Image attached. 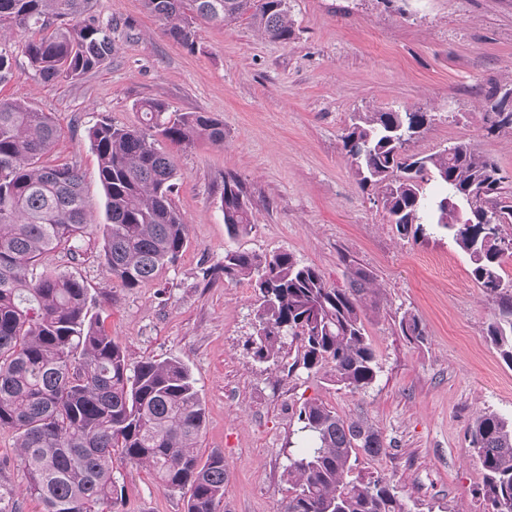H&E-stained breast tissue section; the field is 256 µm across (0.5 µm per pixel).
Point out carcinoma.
Returning <instances> with one entry per match:
<instances>
[{
    "label": "carcinoma",
    "instance_id": "obj_1",
    "mask_svg": "<svg viewBox=\"0 0 512 512\" xmlns=\"http://www.w3.org/2000/svg\"><path fill=\"white\" fill-rule=\"evenodd\" d=\"M94 0H0V30H38L26 43L35 73L46 83L75 82L112 57L110 28L92 14ZM164 33L190 53L194 24H222L243 15L274 41L293 35L287 0H145ZM12 52L0 46V82L11 76ZM138 126L101 118L88 129L104 190L107 224L102 259L121 287L139 288L175 264L184 251L187 224L171 195L179 177L164 145L198 140L224 144V124L212 112H176L148 99L136 104ZM433 121L428 112L386 109L360 112L341 135L358 186L372 189L401 236L424 234L432 224L468 256L470 276L501 304L487 338L512 367V277L502 275L503 248L512 244V180L469 143L432 154L407 147ZM493 135L512 130V112L493 122ZM60 134L52 113L17 100H0V427L16 433L25 490L41 512H107L122 499L112 467L120 458L149 470L183 495L185 512H221L224 456H204L197 442L205 408L190 370L176 358L133 363L109 334L84 282L62 272L37 271L60 251L76 259L88 226L82 178L75 166L49 160ZM443 192L431 196L426 184ZM221 210L227 231L251 227L241 182L224 177ZM495 217L488 227L487 217ZM212 275L250 282L258 296L254 358L278 363L282 338L301 342L307 370L329 368L331 381L352 392L376 378V355L362 320L365 278L349 288L328 284L322 272L288 252L271 255L224 250ZM402 335L424 339L411 313ZM312 446L285 468L293 491L281 512H408L381 476L357 481L349 474L365 454L379 455V430L343 417L318 400L296 410ZM468 443L483 473L487 512H512V418L495 412L475 417Z\"/></svg>",
    "mask_w": 512,
    "mask_h": 512
}]
</instances>
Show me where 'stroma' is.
<instances>
[{"label": "stroma", "instance_id": "1", "mask_svg": "<svg viewBox=\"0 0 512 512\" xmlns=\"http://www.w3.org/2000/svg\"><path fill=\"white\" fill-rule=\"evenodd\" d=\"M287 2L290 42L264 38L245 16L223 26L200 21L191 54L164 35L144 0H95L115 50L75 83L41 81L25 54L32 32L7 35L15 69L0 99L53 113L60 135L50 158L79 169L90 213L81 255L56 252L42 265L84 281L130 361L176 357L189 367L205 406L198 446L224 456V512H277L287 500L283 470L306 446L295 410L311 399L380 431L384 453L360 456L353 478L384 476L409 512H486L467 432L481 412L512 416V368L486 340L500 306L472 281L468 257L446 234H397L374 191L353 179L341 135L357 112L420 110L434 119L410 152L468 142L512 173V132L487 134L482 121L485 90L512 85V0ZM153 98L179 112L214 113L224 143L171 147L180 174L173 202L188 245L176 265L129 290L100 256L105 196L87 130L103 117L139 125L136 103ZM228 173L252 202V228L234 239L220 206ZM229 246L291 253L337 288L358 272L370 278L363 322L377 355L374 383L338 389L325 372L298 365L295 341L285 342L278 364L256 361L246 346L254 289L205 275ZM406 312L420 321L423 342L401 335ZM116 468L124 490L114 512H184L182 496L146 469ZM0 485L13 489L15 512H40L7 428Z\"/></svg>", "mask_w": 512, "mask_h": 512}]
</instances>
